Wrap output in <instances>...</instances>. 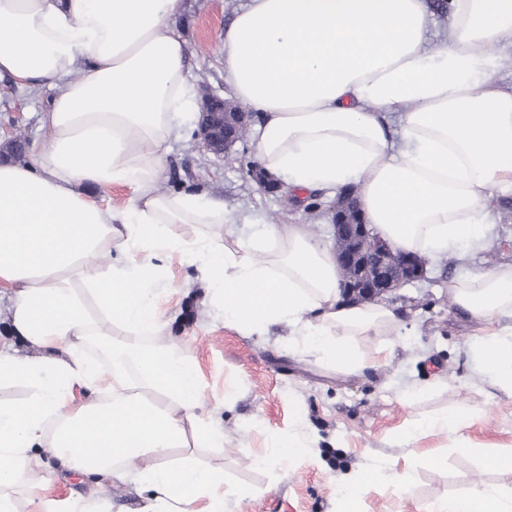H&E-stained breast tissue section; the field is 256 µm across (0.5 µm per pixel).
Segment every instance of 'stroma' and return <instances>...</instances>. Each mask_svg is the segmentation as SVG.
Segmentation results:
<instances>
[{
	"label": "stroma",
	"mask_w": 512,
	"mask_h": 512,
	"mask_svg": "<svg viewBox=\"0 0 512 512\" xmlns=\"http://www.w3.org/2000/svg\"><path fill=\"white\" fill-rule=\"evenodd\" d=\"M245 3L182 0L185 65L195 88L230 97L220 44L225 26ZM51 96L45 87L21 91L1 80L0 145L20 131L28 142L46 140L43 111ZM253 161L250 139L216 156L190 131L173 144L160 189L192 190L224 202L228 218L245 237L268 224H305L318 239L330 240L333 196L265 193L248 174ZM492 213L495 224L481 247H451L430 259L425 280L387 295L401 322L356 337L361 364L352 368L303 348L288 327L248 336L225 325L220 310L195 286V268L172 263L160 294L166 334L199 366L204 408L223 428L225 442L220 448H175L163 461L190 455L223 471L226 489L248 487L250 498H229V512H338L337 479L372 466L385 477L365 494L363 512H439L448 497L477 483L512 488V470L488 471L479 462L480 452L512 448V394L480 377L475 352L483 325L459 310L450 294L455 279L512 266V196L493 200ZM187 282L192 289L186 294ZM417 387L424 395L400 400L402 391ZM452 408L470 412L458 434L422 429L416 441L401 439V429ZM288 431L305 436L310 451L282 465L257 468L253 453ZM426 452L440 455L442 465H426ZM23 468L44 470L56 496L90 491L98 512H143L153 497L114 477L96 482L57 469L42 457ZM395 469L410 472L408 485L391 480Z\"/></svg>",
	"instance_id": "1"
}]
</instances>
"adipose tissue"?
<instances>
[{
  "instance_id": "1",
  "label": "adipose tissue",
  "mask_w": 512,
  "mask_h": 512,
  "mask_svg": "<svg viewBox=\"0 0 512 512\" xmlns=\"http://www.w3.org/2000/svg\"><path fill=\"white\" fill-rule=\"evenodd\" d=\"M181 0H0V77L55 86L49 139L27 163L0 162V293L33 358L0 354V512L24 484L30 512H85L19 464L34 450L100 478L154 490L150 512H224L223 471L159 462L185 445L220 447L201 414L197 364L165 342L156 292L167 261L195 267L224 321L245 333L290 327L305 347L349 366L357 336L395 324L387 304L341 300L332 246L304 224L244 241L185 237L220 224L225 206L159 190L163 162L196 92L177 20ZM426 0H247L224 31L233 97L253 115L257 164L291 188H359L366 223L395 247L440 256L481 245L488 203L512 195V0H448L445 43L429 49ZM127 187L119 208L90 191ZM486 323L484 373L512 391V268L451 290ZM140 336L111 371L80 347L100 323ZM446 512H512V488L479 485Z\"/></svg>"
}]
</instances>
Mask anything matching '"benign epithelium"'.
<instances>
[{"label": "benign epithelium", "mask_w": 512, "mask_h": 512, "mask_svg": "<svg viewBox=\"0 0 512 512\" xmlns=\"http://www.w3.org/2000/svg\"><path fill=\"white\" fill-rule=\"evenodd\" d=\"M247 116L240 105L210 92L199 113L196 136L211 153L222 155L243 139ZM249 173L265 192L280 190L281 184L258 165ZM333 210L332 242L347 300L372 301L425 278V258L394 247L363 223L352 193L340 191Z\"/></svg>", "instance_id": "obj_1"}]
</instances>
